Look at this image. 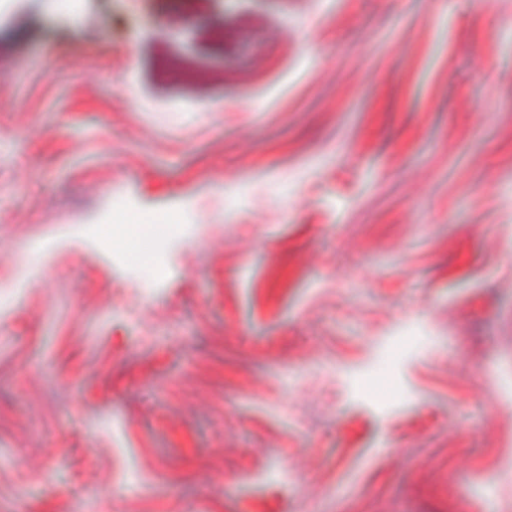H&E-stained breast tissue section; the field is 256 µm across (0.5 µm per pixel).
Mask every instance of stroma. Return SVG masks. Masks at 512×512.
<instances>
[{
    "label": "stroma",
    "mask_w": 512,
    "mask_h": 512,
    "mask_svg": "<svg viewBox=\"0 0 512 512\" xmlns=\"http://www.w3.org/2000/svg\"><path fill=\"white\" fill-rule=\"evenodd\" d=\"M0 512H512V0H9Z\"/></svg>",
    "instance_id": "stroma-1"
}]
</instances>
